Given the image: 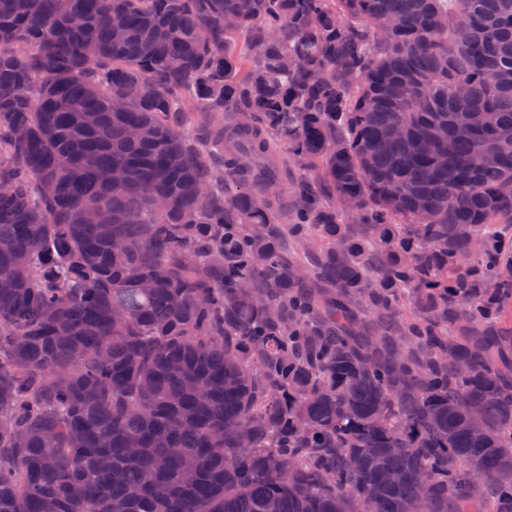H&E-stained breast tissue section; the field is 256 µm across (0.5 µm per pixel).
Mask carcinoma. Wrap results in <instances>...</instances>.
I'll return each mask as SVG.
<instances>
[{
  "label": "carcinoma",
  "mask_w": 512,
  "mask_h": 512,
  "mask_svg": "<svg viewBox=\"0 0 512 512\" xmlns=\"http://www.w3.org/2000/svg\"><path fill=\"white\" fill-rule=\"evenodd\" d=\"M509 230L512 0H0V512H512Z\"/></svg>",
  "instance_id": "1"
}]
</instances>
